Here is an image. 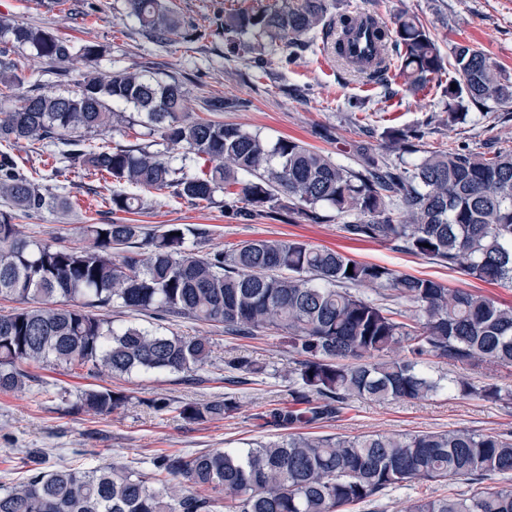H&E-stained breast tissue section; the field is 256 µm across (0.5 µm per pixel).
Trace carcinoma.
I'll use <instances>...</instances> for the list:
<instances>
[{"label":"carcinoma","mask_w":512,"mask_h":512,"mask_svg":"<svg viewBox=\"0 0 512 512\" xmlns=\"http://www.w3.org/2000/svg\"><path fill=\"white\" fill-rule=\"evenodd\" d=\"M128 14L156 39L181 28L167 0H126ZM358 17L333 11L331 0H285L271 8L224 13V32L250 33L263 52L286 42L297 54L343 52ZM39 58L63 67L91 61L102 48L79 46L33 24L0 23V34ZM371 79L394 76L412 92L453 70L442 125L464 124L470 110L512 104V77L481 47L456 43L443 55L436 34L415 15L402 13L391 30L374 32ZM25 75L0 50V97L18 96L0 109V146L59 141L69 149L50 173L19 168L0 149V197L26 213L60 202L53 181L72 168L105 174L139 190L112 191L111 213L143 209L141 193L172 190L191 205L224 195V208L249 220L276 217L288 224L318 223L329 207L353 240L387 242L395 249L448 265L489 284L512 285V152L490 158L462 145L426 148L428 126H387L381 139L399 162L355 146L357 167L290 138L270 143L234 124L187 111L176 79L140 72L87 74L77 89L59 95L23 89ZM131 107L138 119L116 112ZM127 122L124 135L145 127L153 141L98 145L91 133ZM162 145L165 150H152ZM207 162L190 173V163ZM0 213V298L21 303L0 312V391L34 385L30 364L76 365L114 376L133 372L188 376L210 361L205 336L169 335L140 325L115 327L106 315L119 305L160 321L187 318L224 325L241 338L274 330L287 339L297 365L294 403L271 412L284 429L307 428L339 416L355 399L385 403L422 400L443 390L428 363L512 368V305L437 281L356 260L297 240L256 238L201 252L210 229L201 224H85L82 243L31 240ZM352 273H347V269ZM226 366L259 376L264 363L239 356ZM448 389L468 398L501 402L512 397L495 383L464 377ZM130 396L100 386L80 393L79 411L109 415ZM145 404L193 424L229 418L232 396L173 406ZM27 476L0 487V512H345L412 481L512 480V439L457 429L415 435L347 438L290 433L249 448L160 454L148 472L125 464L45 468L29 451ZM404 512H512V487L456 496L430 495Z\"/></svg>","instance_id":"1"}]
</instances>
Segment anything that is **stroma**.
<instances>
[{"label": "stroma", "instance_id": "obj_1", "mask_svg": "<svg viewBox=\"0 0 512 512\" xmlns=\"http://www.w3.org/2000/svg\"><path fill=\"white\" fill-rule=\"evenodd\" d=\"M340 10H369L386 19L407 12L436 27L442 51L466 41L482 47L507 74L512 75V0H337ZM233 0H170L183 30L202 36L193 44L174 37L159 41L142 32L130 17L125 0H0V21L32 23L74 43L99 44L102 53L89 63H68L69 81H60L53 65L25 48L10 56L31 75L41 90L64 94L86 71L107 75L116 71L149 70L154 76L177 78L187 93L189 111L203 114L212 100L224 102L217 120L260 133L268 140L292 138L344 163L353 162V148L361 141L380 146L384 127L425 124L441 115L446 98L438 83L419 93L402 90L399 82L370 83L366 76L343 70L325 52L304 53L295 64L280 63L279 52L257 53L244 47L243 36L224 31V12ZM366 100L362 112L352 113L349 103ZM430 147L458 145L478 152L512 151V104L495 106L477 120L452 127L437 126L427 139ZM111 182L69 173L59 194L67 208L49 207L36 214L11 210L0 198V211H11L24 236L76 243L86 224L110 222L103 203ZM140 213L128 215L133 224L151 229L163 224H204L211 231L206 250L255 238L301 240L343 252L354 259L384 265L399 273L435 279L453 288L482 293L512 304V286L489 285L448 270L447 266L410 255L379 241L346 238L335 211L323 209L320 223L286 224L269 218L244 221L225 212L223 201L193 206L171 191L145 194ZM168 330L183 336H206L212 358L193 379L167 372L129 376L92 375L79 366H33L29 372L39 384L25 391L0 392V485H10L25 475L23 461L32 448L44 450L47 465L85 467L121 462L149 468L151 457L161 453L202 452L220 448H245L275 440L284 429L259 426L257 414L289 406L296 389L288 348L277 333L268 331L253 339L225 334L223 326L181 319ZM248 354L265 363L267 372L248 383H233L224 362ZM103 385L130 395L131 400L107 416L72 410L77 395ZM236 398L233 417L189 424L158 415L148 399L164 398L179 405L204 403L223 395ZM469 429L512 434V403L467 399L443 391L423 401L373 404L351 402L336 420L322 423L319 434L358 437L371 433L417 434ZM461 484L414 482L373 503L352 507L351 512H402L408 500L426 495L461 491Z\"/></svg>", "mask_w": 512, "mask_h": 512}]
</instances>
